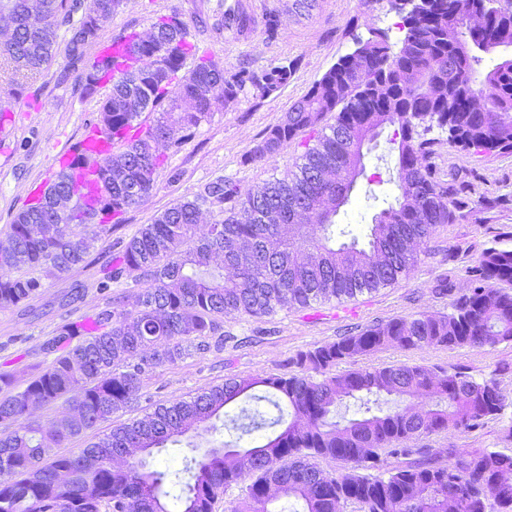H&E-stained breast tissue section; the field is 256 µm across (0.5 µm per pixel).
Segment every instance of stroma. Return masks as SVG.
<instances>
[{"label": "stroma", "instance_id": "obj_1", "mask_svg": "<svg viewBox=\"0 0 512 512\" xmlns=\"http://www.w3.org/2000/svg\"><path fill=\"white\" fill-rule=\"evenodd\" d=\"M217 2L122 0L102 22L98 40L88 46L83 62L75 66L61 54L49 69L17 74L0 55V86L17 79L23 103L11 114L12 136L0 139V242L14 214L27 203L32 180L52 174L55 153L80 138L83 127L93 120L100 98L82 95L78 87L101 42L132 31L147 33L158 17L176 12L201 52L220 58L225 69L246 66L260 71L286 58L299 62L294 78L278 95L243 97L216 109L194 136L171 153L167 166L158 171L147 201L129 211L111 235L98 242L97 254L108 255L114 243L128 241L164 209L192 198L211 180L224 176L254 191L270 178L285 175L303 148L293 142L279 154L251 159L252 150L266 132L342 56L354 50L356 38L368 37L376 28L388 30L392 44H399L403 37L399 18L388 12L385 0H311L310 9L301 12L296 10L295 0H252L259 24L249 38L237 40L217 29L213 12ZM271 15L279 19L278 35L273 39L267 37L263 26ZM431 137L441 179L450 190L464 192L470 206L451 223L438 225L408 277L351 299L279 310L258 319H225L224 332L230 340L223 349L213 348L152 369L144 379L141 398L117 414L115 421L142 417L152 404L188 396L229 377L288 372V360L297 351L367 326L447 312V299L433 291L436 279L448 276L456 294H465L470 286L467 266L489 247L512 244V153L461 151L449 148L441 132H432ZM386 152L387 144L381 139L366 154L364 173L336 217L337 223L348 225L355 235H364L374 213L393 200V187L387 183L377 187L375 200L364 199L368 176L387 169L380 161ZM96 271L91 265L65 276L49 277L29 309L0 310V362H49L44 341L56 335L63 323L84 319L103 307L105 298L93 286ZM77 280L84 282L86 289L74 301L70 298L71 285ZM400 363L450 372L460 369L478 379L493 375L512 393V344L491 351L469 347L387 349L358 360L362 367ZM425 442L450 461L461 449L512 453V438L505 435L502 422L495 420L474 432L450 430L426 437Z\"/></svg>", "mask_w": 512, "mask_h": 512}]
</instances>
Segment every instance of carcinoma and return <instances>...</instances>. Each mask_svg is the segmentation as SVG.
Segmentation results:
<instances>
[{
  "instance_id": "1",
  "label": "carcinoma",
  "mask_w": 512,
  "mask_h": 512,
  "mask_svg": "<svg viewBox=\"0 0 512 512\" xmlns=\"http://www.w3.org/2000/svg\"><path fill=\"white\" fill-rule=\"evenodd\" d=\"M116 0H43L31 16L27 0H0L14 21L0 53L17 72L46 68L58 51V30L67 27L64 52L83 60L88 17L110 13ZM478 0H426L423 12L401 22L404 36L392 50L379 31L357 55L341 57L295 102L255 147L253 157L276 154L305 133L314 143L296 171L243 190L231 179L204 186L193 198L165 209L128 242L115 246L99 267L96 288L105 306L88 322H66L44 343L53 355L20 384L9 365L0 369V512H215L239 489L233 512H277L286 498L294 512H512V453L485 450L444 461L417 445L423 436L454 429L469 432L512 409L493 376L463 371L435 373L410 364L337 367L382 350L439 347L492 349L512 343V246H492L469 267L472 288L450 303L448 313L397 318L363 328L289 358L284 374L228 378L187 399L158 404L151 413L67 453L79 440L136 402L153 368L173 364L211 347H222L224 318H261L279 309L309 307L387 287L408 276L439 224H449L469 200L451 195L432 162L431 124L448 146L480 153L512 151V0L492 12L477 33L471 14ZM139 63L117 79L100 101L94 123L112 134L115 151L99 160L100 186L89 205L71 173H55L44 193L13 216L0 244V309L28 303L43 279L93 263L95 241L112 233L129 210L150 196L167 149L193 135L218 104L251 94L267 98L294 77L285 60L260 72H231L199 54L177 14L158 19L149 45L134 34ZM500 53L494 67L478 70L483 57ZM194 66L182 73L187 61ZM110 61L86 70L82 92L92 96ZM141 105L138 112L130 104ZM144 112L157 120L133 141L120 138ZM336 113L335 123L322 125ZM388 127L394 168V202L372 219L366 242L336 229V203L350 198L352 161ZM61 196L72 201L55 214ZM222 219L201 239L194 227L201 206ZM315 214L312 237L298 242L294 226ZM76 231L67 233L64 227ZM132 280L141 288L114 295L112 285ZM426 399L421 410L406 404ZM351 401L352 418L338 416ZM64 404L63 415L44 427L32 412ZM266 403L273 411L258 405ZM239 407L236 415L227 410ZM228 421L237 437L207 448L195 440ZM264 441H240L255 431ZM187 439L182 467L160 470L149 458ZM101 448H136L121 463L101 461ZM318 457L339 460L343 470L325 473ZM395 458L394 465L390 459ZM250 483H245L247 476Z\"/></svg>"
}]
</instances>
